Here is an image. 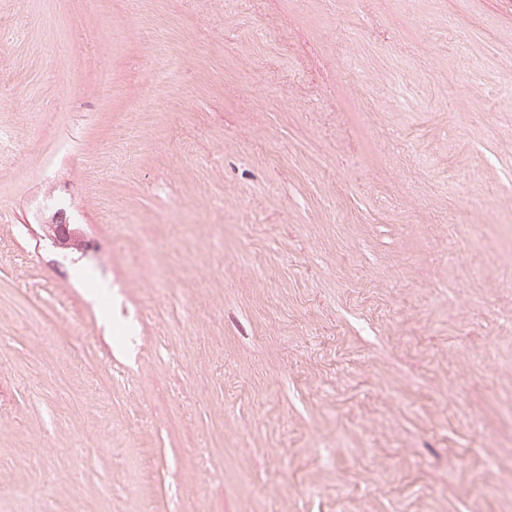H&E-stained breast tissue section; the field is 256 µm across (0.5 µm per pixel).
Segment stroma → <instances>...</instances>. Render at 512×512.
<instances>
[{
  "instance_id": "obj_1",
  "label": "stroma",
  "mask_w": 512,
  "mask_h": 512,
  "mask_svg": "<svg viewBox=\"0 0 512 512\" xmlns=\"http://www.w3.org/2000/svg\"><path fill=\"white\" fill-rule=\"evenodd\" d=\"M0 23V512H512V0ZM70 226L67 213L63 209H59L53 213L46 225L48 236L61 248L70 249L73 247L81 249L85 247V243Z\"/></svg>"
}]
</instances>
